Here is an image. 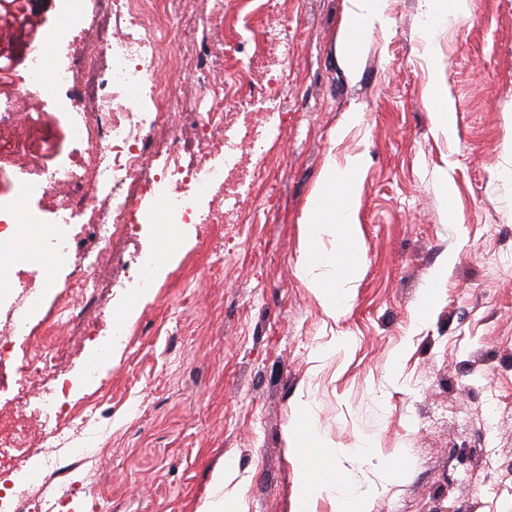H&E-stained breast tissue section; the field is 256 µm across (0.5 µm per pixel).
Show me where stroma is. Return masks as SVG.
<instances>
[{
	"mask_svg": "<svg viewBox=\"0 0 512 512\" xmlns=\"http://www.w3.org/2000/svg\"><path fill=\"white\" fill-rule=\"evenodd\" d=\"M345 0H196L210 29L164 40L173 61L161 78L176 98L192 87L177 66L185 51L224 80L227 104L264 109L271 83L261 30L285 29L293 45L280 129L238 223L197 224L153 274L155 295L98 281L107 304L87 296L57 310L71 274L40 289L57 310L62 375L95 366L103 397L83 435L94 455L67 460L78 492L58 512H199L212 475L226 466L243 512H297L298 450L289 427L312 402L324 447L310 451L321 478L343 476L355 493L378 486L373 512H512V0H474L469 17L422 28V0H386V28L356 47L357 71L338 51ZM64 0H24L22 21L0 22V46L35 44L62 18ZM78 26L50 51L48 76L92 49ZM0 83L15 118L39 115L55 148L77 159L73 111L16 103L27 77L23 51ZM454 104L455 138L435 122V83ZM360 122L347 126L348 113ZM365 155L358 181L361 279L348 310L328 316L298 274L302 212L328 157ZM450 185L452 207L442 200ZM51 199L20 200L43 217L44 255L91 235L55 218ZM449 269L416 324L432 272ZM135 329L95 361L110 328ZM332 348L326 358L317 350ZM495 415L487 435L482 422ZM374 451L358 464L365 438Z\"/></svg>",
	"mask_w": 512,
	"mask_h": 512,
	"instance_id": "35a3bbf8",
	"label": "stroma"
}]
</instances>
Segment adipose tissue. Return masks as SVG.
Listing matches in <instances>:
<instances>
[{
  "label": "adipose tissue",
  "instance_id": "1",
  "mask_svg": "<svg viewBox=\"0 0 512 512\" xmlns=\"http://www.w3.org/2000/svg\"><path fill=\"white\" fill-rule=\"evenodd\" d=\"M385 0H346L340 28L343 48L363 40L375 27L384 25ZM366 165L364 155L356 154L337 162L327 158L317 187L308 201L303 215L305 244L298 270L308 288L314 292L323 310L336 316L346 310L353 298L359 274L354 267L337 273L341 253H354L360 244L358 208L353 201V186ZM338 241L341 251L323 247L324 237ZM300 490L299 512H314L317 499L336 500L338 512H372L375 490H367L358 498H351L343 477L315 480L307 463L296 470Z\"/></svg>",
  "mask_w": 512,
  "mask_h": 512
}]
</instances>
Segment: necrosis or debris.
<instances>
[{"mask_svg":"<svg viewBox=\"0 0 512 512\" xmlns=\"http://www.w3.org/2000/svg\"><path fill=\"white\" fill-rule=\"evenodd\" d=\"M191 0H98L94 33L96 44L92 55L79 65L81 81L76 97L85 110L83 122L71 129L73 140L86 145L88 161L66 164L55 169L40 170V190L57 201L56 208L69 219H84L88 232L99 246L98 251L67 250L51 259H44L37 250H19L15 224L17 210L0 204V280L7 268L20 263L44 262V281L52 283L57 266L74 269L75 277L67 295L59 300L60 308H68L76 298L94 291L99 254L112 251L114 268L125 271L129 264L145 267L154 256L145 252L134 260L124 259L117 245L134 234L145 216L133 208L134 200L153 183L166 181L168 200L155 216L159 224H191L196 211L186 200L188 191L197 184L214 188L216 200L224 209H213L211 221L230 223L242 208V196L252 187L259 174L252 154L238 152L230 139L210 140L188 137L181 126L170 119L173 108L168 85L157 75L165 62L156 52L163 38L180 35L179 20L187 13ZM46 54L37 47L29 53L26 81L18 88L21 100L51 101L57 87L69 84L68 73H60L55 83L44 77ZM197 63L187 64L184 73L188 80L203 84L207 100L203 111L193 113L198 128L220 127L224 131H239L253 143L254 151L262 150L268 138L273 117L279 115L280 95L268 96V108L256 124H249L246 113L227 109L223 86L204 82L198 74ZM148 89L149 104L141 112L125 111L116 102L119 91ZM111 103L108 126L99 129L97 110ZM94 188L100 198L94 206L85 203L86 188ZM56 448L41 452L39 465L50 476L43 492L31 494L28 487L0 473V512H56L61 499L71 486L61 481L59 459L70 454V439L56 433Z\"/></svg>","mask_w":512,"mask_h":512,"instance_id":"necrosis-or-debris-1","label":"necrosis or debris"}]
</instances>
